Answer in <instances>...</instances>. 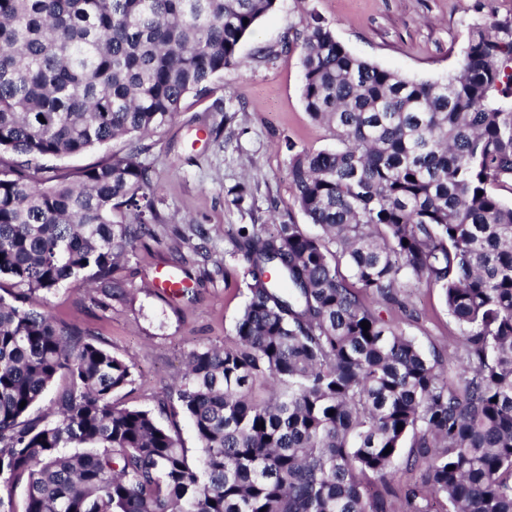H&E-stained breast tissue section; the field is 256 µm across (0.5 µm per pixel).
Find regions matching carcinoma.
Returning a JSON list of instances; mask_svg holds the SVG:
<instances>
[{"mask_svg": "<svg viewBox=\"0 0 512 512\" xmlns=\"http://www.w3.org/2000/svg\"><path fill=\"white\" fill-rule=\"evenodd\" d=\"M277 2L0 0V482L26 484L0 512H393L408 438L425 490L397 496L402 512H512V25L474 26L454 72L417 81L307 24L302 100L338 146L284 148L324 237L238 228L233 340L193 351L174 390L197 458L114 402L127 362L47 309L70 279L125 297L126 256L157 237L142 140L240 64ZM115 140L77 181L39 176ZM415 284L463 329L457 385L367 303L402 308Z\"/></svg>", "mask_w": 512, "mask_h": 512, "instance_id": "obj_1", "label": "carcinoma"}]
</instances>
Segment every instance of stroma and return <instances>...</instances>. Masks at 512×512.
Listing matches in <instances>:
<instances>
[{
	"label": "stroma",
	"mask_w": 512,
	"mask_h": 512,
	"mask_svg": "<svg viewBox=\"0 0 512 512\" xmlns=\"http://www.w3.org/2000/svg\"><path fill=\"white\" fill-rule=\"evenodd\" d=\"M320 17L354 55L417 80L452 73L473 26L512 21V0H280L240 47L242 64L225 70L211 95L188 97L175 120L146 138L143 159L152 170L161 221L156 238L130 253L124 300L91 302L86 288L64 281L49 295L57 321L87 329L102 346L134 367L136 381L116 395L120 405L156 412L178 431L190 456L197 440L182 414L159 404L200 347L234 336L247 301L248 278L233 254L232 236L245 224L295 222L318 236L319 226L299 211L288 179L283 142L319 151L336 139L306 112L301 53L295 42L312 17ZM291 50H283L284 42ZM229 103L232 121L214 109ZM247 196L234 205L231 189ZM208 233V264L196 254V227ZM176 268L186 287L166 297L149 288L158 268ZM405 309L380 307L381 316L413 336L425 351L449 357L448 377L459 381L456 359L461 328L440 289L413 287ZM416 320H409L407 311Z\"/></svg>",
	"instance_id": "1"
}]
</instances>
